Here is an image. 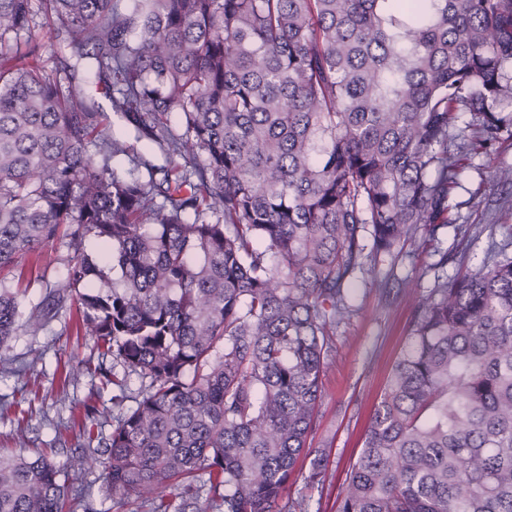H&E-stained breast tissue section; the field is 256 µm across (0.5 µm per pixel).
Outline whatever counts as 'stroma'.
<instances>
[{"label":"stroma","mask_w":512,"mask_h":512,"mask_svg":"<svg viewBox=\"0 0 512 512\" xmlns=\"http://www.w3.org/2000/svg\"><path fill=\"white\" fill-rule=\"evenodd\" d=\"M512 168V141L464 161L449 196L450 215L463 232L440 229L435 240L406 245L403 255L380 257L375 267L357 274L350 290L353 314L337 325L327 356L323 398L310 450H325L328 463L320 484L290 485L282 498L288 512H337L347 472L358 457L365 431L381 401L392 369L412 334L415 308L434 286L438 273L455 275V265L438 269L440 252H465L469 269L480 266L491 242L512 231V184L492 185L487 171ZM20 281L27 288L25 305L42 300L47 285L65 276L64 262L53 249L27 256ZM73 310H61L43 331L19 332L9 359L0 362V454L16 453V431L25 427L26 452L52 449L58 459L85 448L83 428L110 433L116 389L88 376L85 366L111 368V357L99 356L89 337L71 327ZM103 468L76 476L95 512H150L136 503L120 506L105 498Z\"/></svg>","instance_id":"35a3bbf8"}]
</instances>
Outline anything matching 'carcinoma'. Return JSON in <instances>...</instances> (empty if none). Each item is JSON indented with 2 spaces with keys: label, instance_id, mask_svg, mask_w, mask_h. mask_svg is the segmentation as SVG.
<instances>
[{
  "label": "carcinoma",
  "instance_id": "obj_1",
  "mask_svg": "<svg viewBox=\"0 0 512 512\" xmlns=\"http://www.w3.org/2000/svg\"><path fill=\"white\" fill-rule=\"evenodd\" d=\"M36 30L165 165L112 166L133 147L34 58ZM505 134L512 0H0V273L67 250L24 315L0 278V362L74 301L119 390L81 455H0V512H72L69 473L99 466L109 499L154 512H273L319 483L306 444L355 274L449 225L461 161ZM337 512H512L504 248L418 305Z\"/></svg>",
  "mask_w": 512,
  "mask_h": 512
}]
</instances>
